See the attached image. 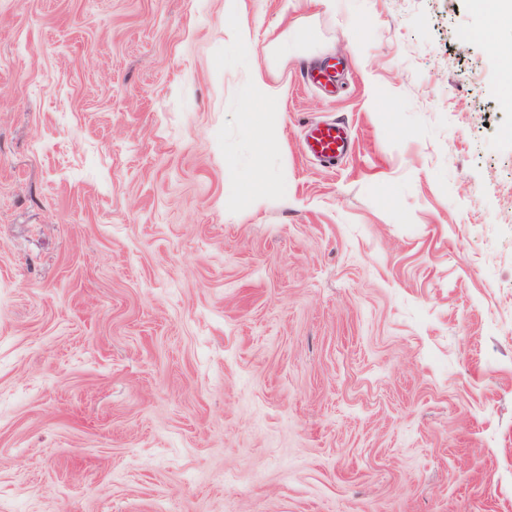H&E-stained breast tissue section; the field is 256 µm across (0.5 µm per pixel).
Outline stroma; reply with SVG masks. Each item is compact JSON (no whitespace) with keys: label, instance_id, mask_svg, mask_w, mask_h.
Segmentation results:
<instances>
[{"label":"stroma","instance_id":"1","mask_svg":"<svg viewBox=\"0 0 512 512\" xmlns=\"http://www.w3.org/2000/svg\"><path fill=\"white\" fill-rule=\"evenodd\" d=\"M484 25L0 0V512H512V22ZM258 176L287 199L247 205ZM348 149L344 129L336 123L316 125L309 136L308 150L315 157L328 163L342 158Z\"/></svg>","mask_w":512,"mask_h":512}]
</instances>
